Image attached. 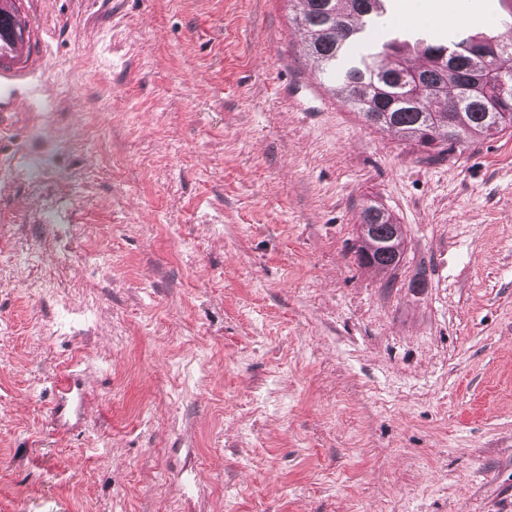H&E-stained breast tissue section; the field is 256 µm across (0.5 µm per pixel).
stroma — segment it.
I'll list each match as a JSON object with an SVG mask.
<instances>
[{"label":"stroma","mask_w":512,"mask_h":512,"mask_svg":"<svg viewBox=\"0 0 512 512\" xmlns=\"http://www.w3.org/2000/svg\"><path fill=\"white\" fill-rule=\"evenodd\" d=\"M16 6L0 512H512V133L441 153L367 126L291 0ZM370 204L395 271L357 259ZM86 403V391L79 377L67 374L56 384V399L51 412V420L55 426L70 427L71 420L77 424Z\"/></svg>","instance_id":"35a3bbf8"}]
</instances>
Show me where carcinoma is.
<instances>
[{"mask_svg":"<svg viewBox=\"0 0 512 512\" xmlns=\"http://www.w3.org/2000/svg\"><path fill=\"white\" fill-rule=\"evenodd\" d=\"M295 23L303 31V48L320 72L331 70L336 53L365 19L378 24L382 0H293ZM24 40V27L8 0H0V46ZM406 45L387 42L371 56L366 71L353 69L341 79L340 100L377 129L396 131L420 148L453 150L466 143L512 129V43L483 33L448 48L426 44L421 64L406 56ZM443 98L441 110L432 102ZM361 223L358 261L378 270H394L404 236L378 205L367 206Z\"/></svg>","mask_w":512,"mask_h":512,"instance_id":"cac0c4a2","label":"carcinoma"}]
</instances>
